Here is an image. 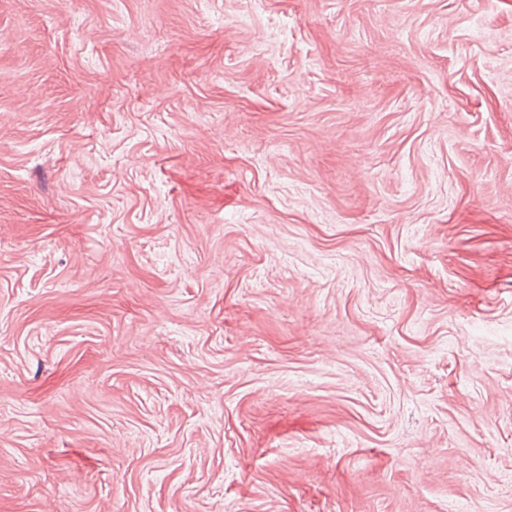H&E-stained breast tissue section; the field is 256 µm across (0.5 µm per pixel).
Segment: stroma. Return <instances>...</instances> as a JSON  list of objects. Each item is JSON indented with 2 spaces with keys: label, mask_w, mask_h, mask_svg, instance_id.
I'll list each match as a JSON object with an SVG mask.
<instances>
[{
  "label": "stroma",
  "mask_w": 512,
  "mask_h": 512,
  "mask_svg": "<svg viewBox=\"0 0 512 512\" xmlns=\"http://www.w3.org/2000/svg\"><path fill=\"white\" fill-rule=\"evenodd\" d=\"M512 0H0V512H512Z\"/></svg>",
  "instance_id": "35a3bbf8"
}]
</instances>
